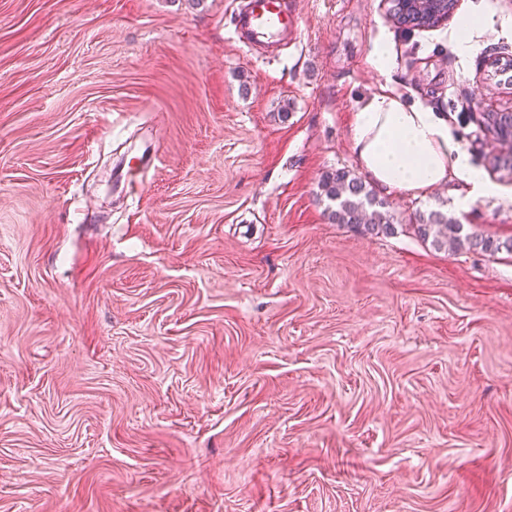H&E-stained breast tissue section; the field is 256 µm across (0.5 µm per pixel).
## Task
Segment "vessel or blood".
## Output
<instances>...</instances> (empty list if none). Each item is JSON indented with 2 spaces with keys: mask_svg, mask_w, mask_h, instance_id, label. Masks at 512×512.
Returning a JSON list of instances; mask_svg holds the SVG:
<instances>
[{
  "mask_svg": "<svg viewBox=\"0 0 512 512\" xmlns=\"http://www.w3.org/2000/svg\"><path fill=\"white\" fill-rule=\"evenodd\" d=\"M234 12L243 43L272 51L286 45L292 31L286 0H236Z\"/></svg>",
  "mask_w": 512,
  "mask_h": 512,
  "instance_id": "b4317fda",
  "label": "vessel or blood"
}]
</instances>
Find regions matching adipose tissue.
I'll use <instances>...</instances> for the list:
<instances>
[{
    "label": "adipose tissue",
    "instance_id": "1",
    "mask_svg": "<svg viewBox=\"0 0 512 512\" xmlns=\"http://www.w3.org/2000/svg\"><path fill=\"white\" fill-rule=\"evenodd\" d=\"M352 146L359 166L379 188L426 196L433 188L460 183L474 200L498 192L473 167L446 118L382 86L356 114Z\"/></svg>",
    "mask_w": 512,
    "mask_h": 512
}]
</instances>
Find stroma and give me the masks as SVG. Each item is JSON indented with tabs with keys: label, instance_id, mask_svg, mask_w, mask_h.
Masks as SVG:
<instances>
[{
	"label": "stroma",
	"instance_id": "stroma-1",
	"mask_svg": "<svg viewBox=\"0 0 512 512\" xmlns=\"http://www.w3.org/2000/svg\"><path fill=\"white\" fill-rule=\"evenodd\" d=\"M295 2L264 57L233 0H0V512H512V255L403 229L512 237L476 119L512 113V0H458L492 20L465 53L452 18ZM388 82L500 195L377 191L387 237L329 222L319 180L360 174ZM130 149L157 161L125 205ZM413 224H406L423 242L437 250L480 251L512 254V238L494 239L474 232H464L463 224L440 210L419 212L414 216Z\"/></svg>",
	"mask_w": 512,
	"mask_h": 512
}]
</instances>
